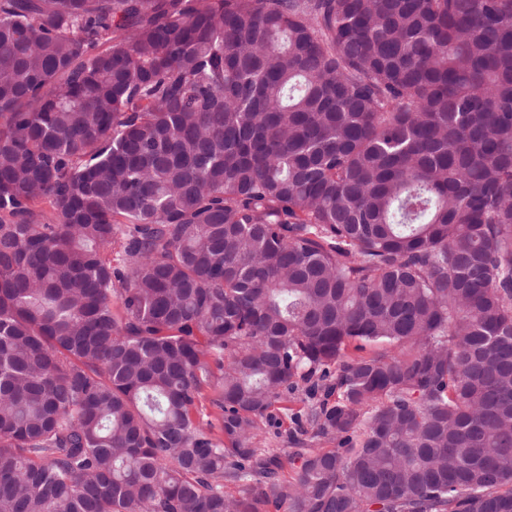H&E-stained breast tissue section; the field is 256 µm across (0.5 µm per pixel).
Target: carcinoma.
Listing matches in <instances>:
<instances>
[{
  "mask_svg": "<svg viewBox=\"0 0 512 512\" xmlns=\"http://www.w3.org/2000/svg\"><path fill=\"white\" fill-rule=\"evenodd\" d=\"M269 506L512 512V0H0V512ZM312 401L305 388L300 387L294 394L288 395V401L271 409L268 417L260 423L257 447L264 448L283 461L281 476L286 479H290L293 474L288 459L294 451L292 445L287 443V435L295 427V416L303 413Z\"/></svg>",
  "mask_w": 512,
  "mask_h": 512,
  "instance_id": "carcinoma-1",
  "label": "carcinoma"
}]
</instances>
